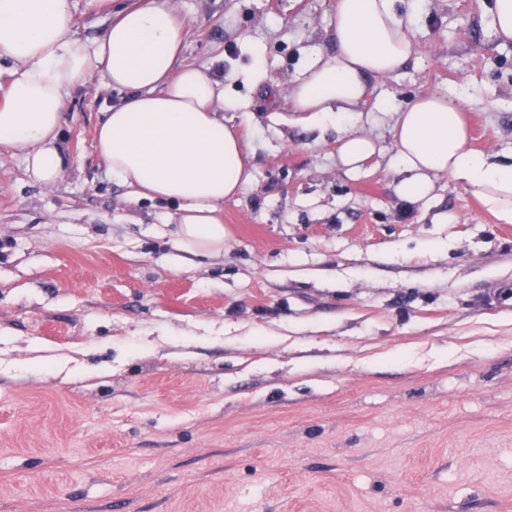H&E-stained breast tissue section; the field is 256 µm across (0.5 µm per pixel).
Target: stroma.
<instances>
[{
	"label": "stroma",
	"instance_id": "obj_1",
	"mask_svg": "<svg viewBox=\"0 0 512 512\" xmlns=\"http://www.w3.org/2000/svg\"><path fill=\"white\" fill-rule=\"evenodd\" d=\"M333 4L179 0L185 63L247 104L218 256L174 251L175 205L107 174L100 78L69 96L57 184L0 152V512H512V223L445 176L401 199L391 115L355 174L335 124L290 122ZM487 4L421 0L416 56L377 85L463 88L472 146L507 156Z\"/></svg>",
	"mask_w": 512,
	"mask_h": 512
}]
</instances>
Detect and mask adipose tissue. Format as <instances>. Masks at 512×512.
<instances>
[{"label": "adipose tissue", "mask_w": 512, "mask_h": 512, "mask_svg": "<svg viewBox=\"0 0 512 512\" xmlns=\"http://www.w3.org/2000/svg\"><path fill=\"white\" fill-rule=\"evenodd\" d=\"M109 23L87 42L71 32L69 0H0V63L10 81L0 103V149L22 155L28 174L51 185L67 159L58 141L67 99L92 75L122 91L97 123L94 146L107 172L132 199L177 204L175 249L214 255L224 249L225 199L251 180L242 139L224 122L243 111L226 98L224 84L183 62L188 30L177 0H97ZM396 0H335L327 32L330 54L309 58L288 87V101L304 122L347 121L338 140L339 164L359 172L377 152L359 132L361 106L374 100L394 116L399 197L417 202L437 177L462 184L503 223H512V160L471 148L461 107L446 94L399 106L378 92L376 80L398 74L415 56L412 16Z\"/></svg>", "instance_id": "ef3b65f1"}]
</instances>
